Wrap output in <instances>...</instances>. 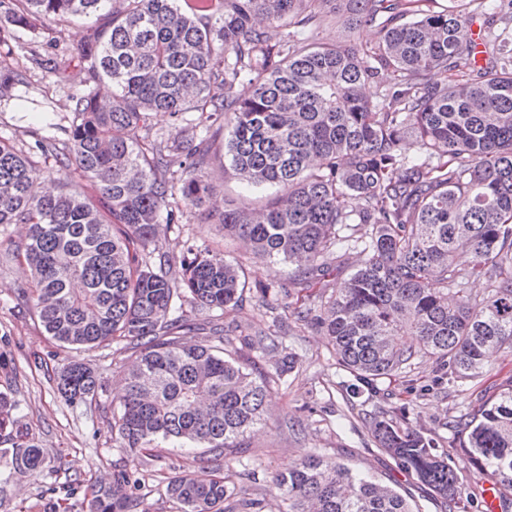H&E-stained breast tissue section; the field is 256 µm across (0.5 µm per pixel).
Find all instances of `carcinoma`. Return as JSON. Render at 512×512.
<instances>
[{"mask_svg": "<svg viewBox=\"0 0 512 512\" xmlns=\"http://www.w3.org/2000/svg\"><path fill=\"white\" fill-rule=\"evenodd\" d=\"M0 0V102L23 77L5 65L20 31L40 19L59 24L98 16L76 54L84 74L68 96V138L39 137L35 148L60 170L76 166L100 205L63 187L37 195V170L23 151L0 142V225L24 224L0 247L33 272L22 297L63 346L127 341L140 347L124 376L114 415L116 441L132 461L172 441L228 456L264 421L270 383L298 358L277 336L263 352L282 353L275 372L256 380L215 344L181 342L174 316L188 297L222 314L242 301L240 263L209 246L187 244L179 277L165 259L153 267L160 216L167 228L188 215L211 218L213 146L253 185L278 184L258 207H230L224 235L296 265L297 320L328 336L354 395L375 396L377 381L407 378L430 362L454 387L482 376L495 353L512 355V0ZM482 20L476 59L470 24ZM334 23L345 41L324 43ZM377 29L362 45L352 36ZM40 44L32 61L57 76L65 66ZM393 75L394 83H376ZM112 83L103 100L95 86ZM179 122L160 136L152 120ZM188 113L197 117L189 119ZM418 151L410 156L404 141ZM368 224L364 237L347 230ZM358 249L360 267L338 287L309 289L333 260ZM459 252L470 264L455 263ZM484 280L475 292L468 285ZM93 369L71 360L56 388L70 403L93 400ZM411 403L369 415L380 448L444 505L462 512L450 453L427 433L403 426ZM17 404L0 393V434ZM448 447L463 453L500 505L512 499V387L448 420ZM9 468L40 472L32 440L7 449ZM138 472L122 470L90 487L89 512H131ZM275 488L286 512H414L393 487L309 455ZM184 512H224L228 476L204 467L168 484Z\"/></svg>", "mask_w": 512, "mask_h": 512, "instance_id": "cac0c4a2", "label": "carcinoma"}]
</instances>
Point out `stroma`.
Returning a JSON list of instances; mask_svg holds the SVG:
<instances>
[{
    "label": "stroma",
    "mask_w": 512,
    "mask_h": 512,
    "mask_svg": "<svg viewBox=\"0 0 512 512\" xmlns=\"http://www.w3.org/2000/svg\"><path fill=\"white\" fill-rule=\"evenodd\" d=\"M28 56V42H20L13 58L24 69L25 79L14 99L0 106V140L24 151L32 148L36 136L49 134L51 125L70 126L67 95L83 78L74 66L65 77H46L30 65ZM34 161L38 191L56 190L63 178L89 201H96L90 183L77 169L59 171L54 159L40 155ZM210 173L216 185L208 204L213 219L194 218L180 228L161 231L158 252L176 256L185 242L206 244L238 258L251 285L273 280L282 293L264 301L252 289L245 291L237 309L220 317L183 303L189 328L182 339L203 343L213 329H223L227 354L258 376L272 373L274 362L269 354L248 347L247 341L276 330L284 333L286 345L299 361L292 373L272 385L263 425L247 435L245 449L230 461L205 459L199 448L167 445L156 455L142 456V482L135 492L141 512H178L166 492L168 481L199 470L206 462L224 468L238 496L260 500L261 512H284L286 505L275 479L311 453L334 458L362 476L393 487L410 499L416 512H442L439 500L376 447L365 419L381 407V400L352 397L351 378L338 368L327 337L296 321L288 298L294 289L292 265L270 260L225 237L219 213L231 204L260 205L277 194V186L254 188L225 170L220 143L213 149ZM30 281L23 261L0 258V392L18 403L15 429L44 448L46 462L40 473L19 481L10 475L5 459H0V512H88L89 481H111L128 460L112 438V413L119 403L123 372L138 352L129 345L120 351L111 345L78 350L59 346L34 310L18 298L19 290L29 287ZM72 359L92 367L100 378L102 388L91 402L72 405L56 392V373ZM419 374L429 390L417 400L410 423L444 446L449 415L476 409L488 388L512 384V356H495L483 376L464 382L465 392L459 398L436 384L431 365H422Z\"/></svg>",
    "instance_id": "1"
}]
</instances>
